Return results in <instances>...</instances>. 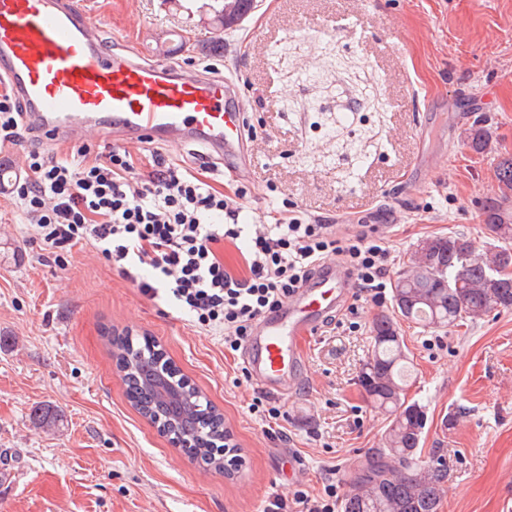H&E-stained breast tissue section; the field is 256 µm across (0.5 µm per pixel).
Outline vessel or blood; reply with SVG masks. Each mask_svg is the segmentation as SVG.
<instances>
[{
  "mask_svg": "<svg viewBox=\"0 0 512 512\" xmlns=\"http://www.w3.org/2000/svg\"><path fill=\"white\" fill-rule=\"evenodd\" d=\"M30 104L31 133L73 144L91 131L113 147H201L232 175L245 170L249 137L241 90L221 76L188 74L168 58L105 48L82 0H0V79ZM337 262L258 319L244 365L281 395L301 362L299 338L316 334L349 297Z\"/></svg>",
  "mask_w": 512,
  "mask_h": 512,
  "instance_id": "vessel-or-blood-1",
  "label": "vessel or blood"
}]
</instances>
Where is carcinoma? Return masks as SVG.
<instances>
[{
    "instance_id": "1",
    "label": "carcinoma",
    "mask_w": 512,
    "mask_h": 512,
    "mask_svg": "<svg viewBox=\"0 0 512 512\" xmlns=\"http://www.w3.org/2000/svg\"><path fill=\"white\" fill-rule=\"evenodd\" d=\"M488 131L473 127L468 145L487 150ZM498 192L486 198L483 224L499 245L481 254L462 235L424 239L411 253L409 270L398 275L392 297L394 315H381L371 328V355L358 384L372 407L387 415L384 448L366 459L353 479L341 512H438L446 469L438 460L424 461L418 448L428 417L424 406L406 399V354L399 321L423 327L452 328L492 311L512 310V158L495 169ZM111 353L122 373L126 396L149 420L176 422L175 436L199 441L196 459L224 471V415L165 359L149 338L129 334L113 338ZM42 428L54 429L63 415L50 405L35 412Z\"/></svg>"
}]
</instances>
